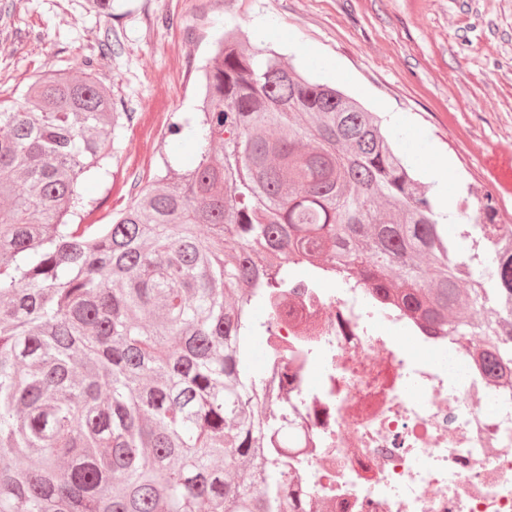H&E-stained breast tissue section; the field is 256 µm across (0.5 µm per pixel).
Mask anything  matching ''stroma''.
Masks as SVG:
<instances>
[{"label":"stroma","instance_id":"35a3bbf8","mask_svg":"<svg viewBox=\"0 0 512 512\" xmlns=\"http://www.w3.org/2000/svg\"><path fill=\"white\" fill-rule=\"evenodd\" d=\"M234 25L369 111L401 113L396 150L434 156L457 200L492 190L497 223L512 224V193L486 168L512 155V0H123L112 19L90 0H0V97L93 59L118 111L133 115L111 176L84 186L93 220L107 224L164 175L165 157L193 161V142L167 127L196 111L201 68Z\"/></svg>","mask_w":512,"mask_h":512}]
</instances>
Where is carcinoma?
<instances>
[{"instance_id":"1","label":"carcinoma","mask_w":512,"mask_h":512,"mask_svg":"<svg viewBox=\"0 0 512 512\" xmlns=\"http://www.w3.org/2000/svg\"><path fill=\"white\" fill-rule=\"evenodd\" d=\"M203 78L201 115L168 128L194 167L165 161L110 224L66 220L133 119L93 61L0 99V512H297L252 317L297 280L355 274L429 332L481 337L492 376L512 363L492 192L448 234L374 113L233 30Z\"/></svg>"}]
</instances>
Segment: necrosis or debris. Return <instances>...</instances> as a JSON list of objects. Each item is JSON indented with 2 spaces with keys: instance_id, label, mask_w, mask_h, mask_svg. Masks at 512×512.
Here are the masks:
<instances>
[{
  "instance_id": "4bbe7bcc",
  "label": "necrosis or debris",
  "mask_w": 512,
  "mask_h": 512,
  "mask_svg": "<svg viewBox=\"0 0 512 512\" xmlns=\"http://www.w3.org/2000/svg\"><path fill=\"white\" fill-rule=\"evenodd\" d=\"M277 451L316 512H512V387L366 282L265 305Z\"/></svg>"
}]
</instances>
